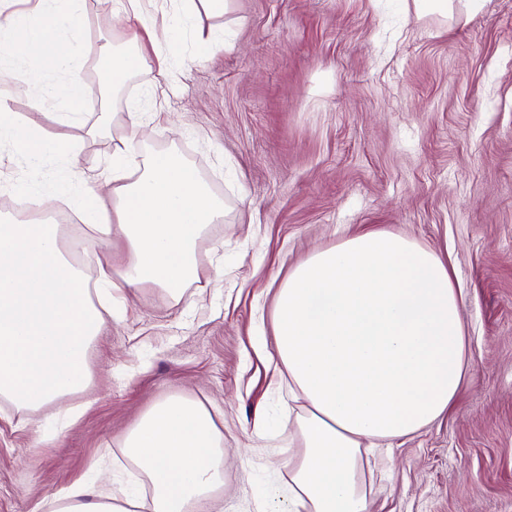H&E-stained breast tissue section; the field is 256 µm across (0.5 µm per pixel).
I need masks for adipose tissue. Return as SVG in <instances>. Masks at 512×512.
Instances as JSON below:
<instances>
[{
	"label": "adipose tissue",
	"mask_w": 512,
	"mask_h": 512,
	"mask_svg": "<svg viewBox=\"0 0 512 512\" xmlns=\"http://www.w3.org/2000/svg\"><path fill=\"white\" fill-rule=\"evenodd\" d=\"M75 0H37L36 15L0 4V103L66 74V121L81 122L89 87L84 42L71 23ZM130 61L177 42L140 17ZM36 59L19 68L15 54ZM46 96L53 87L43 86ZM29 165L61 159L80 185L73 200L104 244L98 279L64 254L60 225L0 224V395L39 410L86 386L87 352L124 289L178 292L198 274L196 245L224 209L173 152L125 182L131 156H112L111 180L89 186L80 153L65 137L31 134L0 119V146ZM275 350L306 413L288 432L287 492L259 512H368L363 449L408 437L444 415L464 372L465 337L447 265L407 236L370 231L314 251L273 296ZM132 462L152 487L149 505L103 480L55 496L48 512H188L224 488L223 439L208 410L185 398L156 403L129 433Z\"/></svg>",
	"instance_id": "adipose-tissue-1"
}]
</instances>
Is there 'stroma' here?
<instances>
[{
	"mask_svg": "<svg viewBox=\"0 0 512 512\" xmlns=\"http://www.w3.org/2000/svg\"><path fill=\"white\" fill-rule=\"evenodd\" d=\"M143 7L180 33L163 102L150 61L83 125L61 123L60 93L15 95L8 111L75 141L97 171L122 148L139 161L177 153L225 217L198 241L180 297L126 289L89 349L87 388L57 405L63 428L0 398V512H44L100 471L146 484L127 436L177 396L209 410L229 454L210 512H254L286 489V428L304 402L275 356L271 291L315 250L374 229L448 261L466 374L442 418L372 456L369 512H512V0H454L450 20L417 0H233L192 17L180 0ZM72 21L88 34L89 79L102 51L131 49L135 22L114 0H80ZM199 28L216 44L202 60ZM104 111L113 121L91 134ZM0 179L51 187L71 173L5 148Z\"/></svg>",
	"mask_w": 512,
	"mask_h": 512,
	"instance_id": "35a3bbf8",
	"label": "stroma"
}]
</instances>
